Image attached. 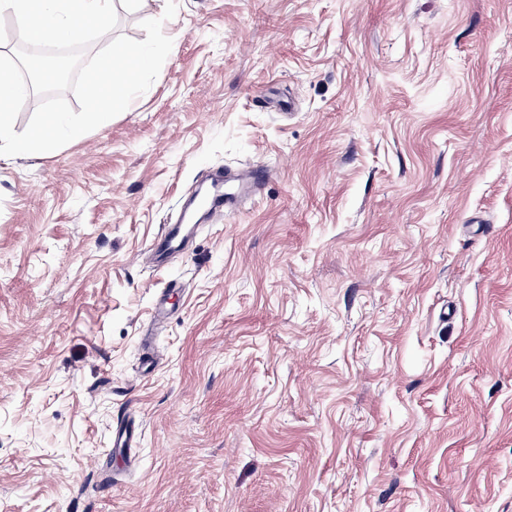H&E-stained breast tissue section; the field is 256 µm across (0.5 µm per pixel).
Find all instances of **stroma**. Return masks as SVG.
<instances>
[{"mask_svg":"<svg viewBox=\"0 0 512 512\" xmlns=\"http://www.w3.org/2000/svg\"><path fill=\"white\" fill-rule=\"evenodd\" d=\"M177 5L115 0L173 41L124 112L0 156V512H512V0ZM266 178L263 167L251 166L240 170L234 177H217L212 182L211 191L208 194L207 212H234L239 206V193L225 192L224 186L231 182H239L237 185L244 188H257Z\"/></svg>","mask_w":512,"mask_h":512,"instance_id":"1","label":"stroma"}]
</instances>
